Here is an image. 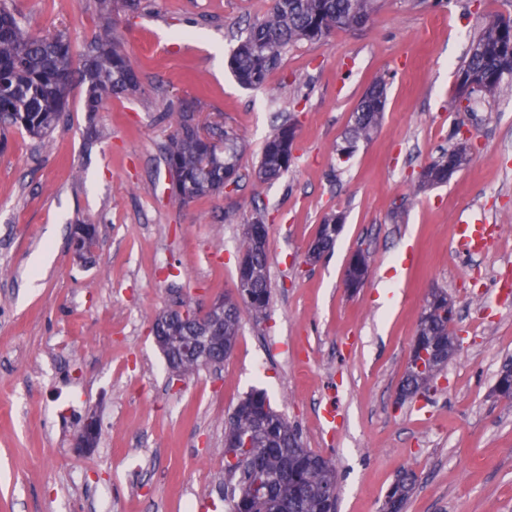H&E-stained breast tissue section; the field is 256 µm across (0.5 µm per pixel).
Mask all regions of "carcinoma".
<instances>
[{
	"label": "carcinoma",
	"instance_id": "1",
	"mask_svg": "<svg viewBox=\"0 0 512 512\" xmlns=\"http://www.w3.org/2000/svg\"><path fill=\"white\" fill-rule=\"evenodd\" d=\"M378 9V0H269L266 16L251 25L228 57V67L246 88L266 86L288 46L320 42L333 30L362 26ZM79 72L85 89V106L98 112L112 96L135 93L140 81L135 65L121 50L115 24L101 33L74 58L64 32L41 35L21 26L15 9L0 0V129L15 128L40 140L48 137L66 112L74 72ZM477 76L473 92L495 94L503 84H512V17H497L475 36L468 57L458 69L463 81ZM385 104V83L378 82L364 95L353 113V125L341 144L340 157H351L357 143L379 124ZM215 136L224 140L218 152L201 138L190 110L177 113L169 137L165 162L172 190L187 204L223 191L229 175L239 177L242 143L227 129ZM292 126L281 125L267 139L256 171L258 179L273 181L288 172L292 161ZM460 149L441 152L422 174V182L434 186L448 182ZM340 225L329 218L317 230L318 245L329 250ZM267 239L266 225L256 221L246 230L245 254L250 258L246 272L238 273L237 296L224 298V342L235 344L242 316L264 314L270 305L267 250L257 244ZM370 257L358 252L350 268L355 283L365 280ZM414 344L420 347L448 346V294L434 291L423 308ZM229 441H248L247 479L260 488L239 480V492L231 497L228 512H336V502L326 495L336 483L334 468L321 465L314 452L302 445L297 429L272 408L266 394L251 391L230 417L225 431ZM416 483L407 470L385 496L383 512H404Z\"/></svg>",
	"mask_w": 512,
	"mask_h": 512
}]
</instances>
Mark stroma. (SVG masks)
Returning a JSON list of instances; mask_svg holds the SVG:
<instances>
[{
	"mask_svg": "<svg viewBox=\"0 0 512 512\" xmlns=\"http://www.w3.org/2000/svg\"><path fill=\"white\" fill-rule=\"evenodd\" d=\"M34 31L62 30L74 53L101 29L98 0H16ZM268 0H142L113 6L140 92L88 114L73 84L48 145L18 131L0 151V512H226L224 427L251 390L329 458L337 512H381L407 469L406 512H512V403L494 388L512 359V237L473 257L453 228L470 215L512 224V88L458 110L456 71L489 19L512 0L419 7L382 0L371 20L288 48L266 87H241L227 57ZM386 83L383 117L350 159L335 147L367 90ZM190 107L241 138L231 197L183 205L164 150L170 114ZM296 126L278 181L256 168L275 128ZM469 130L476 152L447 183L418 172ZM331 252L304 261L325 216ZM268 230L271 302L244 316L217 371L173 376L150 331L177 301L235 295L247 224ZM97 229L87 263L75 224ZM369 250L361 288L351 256ZM447 292L463 340L427 397L397 403L419 316ZM388 304H381V297ZM335 401L340 417L320 412ZM100 422L91 453L74 439Z\"/></svg>",
	"mask_w": 512,
	"mask_h": 512,
	"instance_id": "obj_1",
	"label": "stroma"
}]
</instances>
